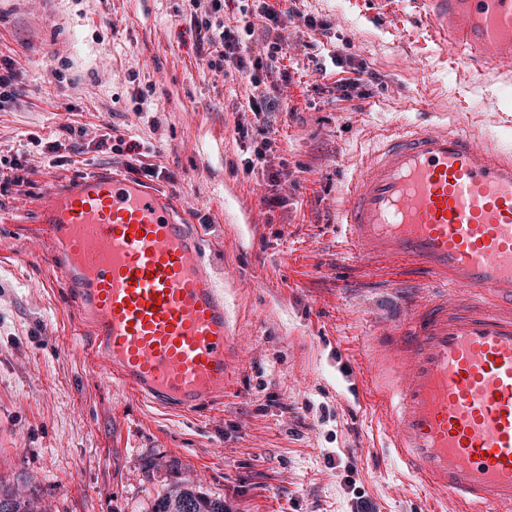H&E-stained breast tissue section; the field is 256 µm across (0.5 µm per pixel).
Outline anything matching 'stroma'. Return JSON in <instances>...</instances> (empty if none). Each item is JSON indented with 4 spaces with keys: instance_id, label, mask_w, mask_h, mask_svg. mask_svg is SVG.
<instances>
[{
    "instance_id": "35a3bbf8",
    "label": "stroma",
    "mask_w": 512,
    "mask_h": 512,
    "mask_svg": "<svg viewBox=\"0 0 512 512\" xmlns=\"http://www.w3.org/2000/svg\"><path fill=\"white\" fill-rule=\"evenodd\" d=\"M183 7L0 0V63L16 88L0 102V482L43 512H152L187 478L231 512H357L363 500L444 512L392 451L374 364L377 334L430 285L406 265L355 261L338 209L367 151L403 123L512 150V74L458 65L416 0H293L281 108L257 117L240 109L245 79L210 69ZM311 18L326 32L306 35ZM335 56L379 81L340 98ZM140 90L157 103L142 119ZM491 97L501 111H485ZM260 142L266 166L246 169ZM112 166L207 202L191 222L237 340L217 408L164 409L104 384L73 300L17 248L49 180Z\"/></svg>"
}]
</instances>
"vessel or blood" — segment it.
Here are the masks:
<instances>
[{
    "instance_id": "vessel-or-blood-1",
    "label": "vessel or blood",
    "mask_w": 512,
    "mask_h": 512,
    "mask_svg": "<svg viewBox=\"0 0 512 512\" xmlns=\"http://www.w3.org/2000/svg\"><path fill=\"white\" fill-rule=\"evenodd\" d=\"M440 44L512 71V0H424ZM359 260L405 263L429 292L382 338L394 453L448 512H512V152L406 124L345 184ZM122 169L45 187L35 233L77 302L100 378L193 413L224 401L234 328L189 209Z\"/></svg>"
}]
</instances>
